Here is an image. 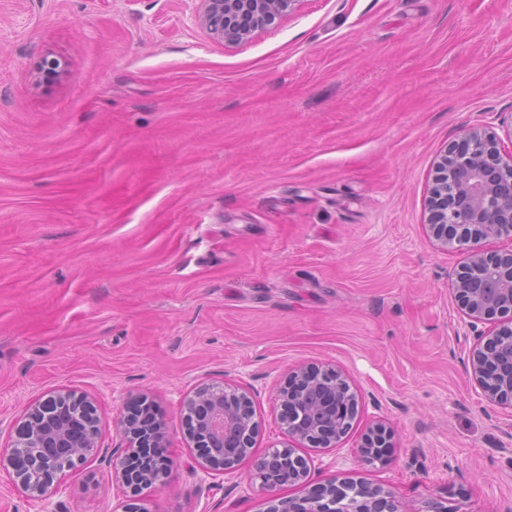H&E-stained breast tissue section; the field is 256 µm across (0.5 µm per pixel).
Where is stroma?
I'll use <instances>...</instances> for the list:
<instances>
[{
	"label": "stroma",
	"instance_id": "stroma-1",
	"mask_svg": "<svg viewBox=\"0 0 512 512\" xmlns=\"http://www.w3.org/2000/svg\"><path fill=\"white\" fill-rule=\"evenodd\" d=\"M199 7L0 0V448L35 400L88 393L99 448L48 508L119 512L116 421L145 394L173 461L147 512H268L250 461L196 468L181 401L248 388L260 455L288 444V372L327 362L359 411L301 448L310 482L512 512V411L468 377L449 288L467 255L425 229L440 151L512 117V0H300L231 45ZM377 422L394 446L367 465ZM392 431L382 423L370 427L363 436L361 445L358 447V458L364 463L384 461L386 448L392 446Z\"/></svg>",
	"mask_w": 512,
	"mask_h": 512
}]
</instances>
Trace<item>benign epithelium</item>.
<instances>
[{
    "mask_svg": "<svg viewBox=\"0 0 512 512\" xmlns=\"http://www.w3.org/2000/svg\"><path fill=\"white\" fill-rule=\"evenodd\" d=\"M195 19L209 36L222 43H240L272 26L293 11L300 0H200ZM512 123L498 134L473 125L446 146L436 164L425 224L438 248H459L467 262L450 278L463 321L474 333L468 368L484 397L512 409V247L487 251L491 240H512ZM484 329H478V326ZM280 421L288 436L285 448L252 457L258 423L250 392L238 385H201L182 401L184 438L196 448L199 467L211 476L235 470L252 459L261 487L275 495L285 486L269 480L278 471L293 474L292 485L308 476L305 459L295 445L329 448L352 428L359 397L336 367L302 364L288 374L278 391ZM156 405L139 396L118 421L126 447L112 463V479L129 489L122 512H144L136 498L161 490L169 480L171 461L153 456L152 468L130 470L128 462L141 448L167 447L162 420L142 422ZM101 419L96 400L85 393L59 388L30 405L15 426V437L0 467L12 470L18 485L38 512L59 490L66 473L82 466L98 449ZM392 431L382 423L370 427L358 447L364 463L384 461ZM269 512H404L396 497L378 486L348 485L326 479L300 498H279Z\"/></svg>",
    "mask_w": 512,
    "mask_h": 512,
    "instance_id": "benign-epithelium-1",
    "label": "benign epithelium"
}]
</instances>
